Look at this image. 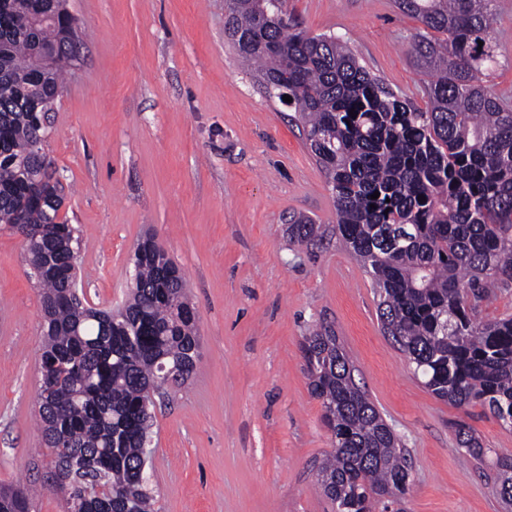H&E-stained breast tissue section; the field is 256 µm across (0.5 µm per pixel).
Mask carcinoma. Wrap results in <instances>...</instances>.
Masks as SVG:
<instances>
[{
    "instance_id": "cac0c4a2",
    "label": "carcinoma",
    "mask_w": 512,
    "mask_h": 512,
    "mask_svg": "<svg viewBox=\"0 0 512 512\" xmlns=\"http://www.w3.org/2000/svg\"><path fill=\"white\" fill-rule=\"evenodd\" d=\"M493 2L397 0L445 35L412 44L434 73L423 109L370 73L344 40L298 30L282 0H225L224 34L268 93L291 97L335 193L336 234L371 277L384 334L435 397L479 405L512 427V317L478 318L490 289L512 288V105L482 80L496 62ZM77 29L66 0H0V224L22 236L42 288L38 424L51 484L68 493L66 512H154L153 396L194 373L199 315L183 272L151 236L135 249L117 311L67 288L78 254L59 249L58 238L74 228L59 218L63 198L34 109L63 90ZM37 197L56 205L32 203ZM289 231L299 244L322 236L301 217ZM303 352L334 436L320 492L336 512H375L384 497L404 498L406 449L356 384L336 334L312 331ZM456 437L483 459L464 424ZM492 465L511 506L512 452L494 453ZM31 507L26 489L0 486V512Z\"/></svg>"
}]
</instances>
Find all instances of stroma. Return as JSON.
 Returning a JSON list of instances; mask_svg holds the SVG:
<instances>
[{
  "mask_svg": "<svg viewBox=\"0 0 512 512\" xmlns=\"http://www.w3.org/2000/svg\"><path fill=\"white\" fill-rule=\"evenodd\" d=\"M77 57L49 114L43 151L75 229L83 294L116 308L151 231L186 275L200 315L192 377L156 396L157 512H334L316 487L332 447L312 396L305 336L331 328L354 378L409 453L411 488L388 512H507L495 471L459 448L512 429L480 406L437 399L377 317L372 281L336 235L331 185L293 108L269 96L224 34V0H68ZM309 34H333L396 93L424 106L431 76L411 44L424 27L395 0H285ZM495 66L512 100V0H496ZM325 235L300 246L288 220ZM40 293L23 239L0 227V485L37 487L33 512H63L36 421Z\"/></svg>",
  "mask_w": 512,
  "mask_h": 512,
  "instance_id": "35a3bbf8",
  "label": "stroma"
}]
</instances>
